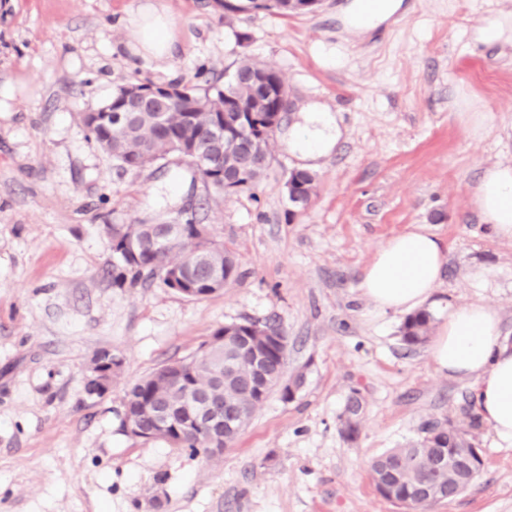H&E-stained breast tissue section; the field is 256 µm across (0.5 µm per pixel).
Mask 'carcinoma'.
Returning <instances> with one entry per match:
<instances>
[{
	"instance_id": "cac0c4a2",
	"label": "carcinoma",
	"mask_w": 512,
	"mask_h": 512,
	"mask_svg": "<svg viewBox=\"0 0 512 512\" xmlns=\"http://www.w3.org/2000/svg\"><path fill=\"white\" fill-rule=\"evenodd\" d=\"M321 0H236L224 3L229 12L250 14L259 10L275 11L279 14H301L316 11ZM267 81L275 91L288 92L282 76L272 68L258 62L243 59L232 71H224V82L209 81L195 84L170 83L168 87L179 88V100L161 112H125L120 123L93 129L95 120L89 112L81 114L80 120L89 128V133L99 147L112 155L121 173H137L147 167L163 165L178 156L183 148L194 147L205 156L208 166L217 179L212 183V192L233 195L249 190L266 174L275 144V130L270 128L275 100L264 93L261 81ZM236 104L252 111L257 123L265 129V136L248 140L240 135L235 142L216 134L217 120L224 116L228 106ZM288 202L294 207L308 204L315 190V177L305 171L291 170L285 181ZM196 212H187L181 231L164 237L166 228L160 224H142L136 230L137 254L123 249L119 238V225L109 227L112 244V279L123 285L140 280L155 279L164 287L171 284L162 278L164 274H179L177 282L182 288H207L213 275L218 274L228 285L239 275L237 256L219 242L204 246L195 241ZM433 314L421 309L406 317L400 327L402 343L413 349L429 337ZM283 340L269 346V333ZM233 335L250 338V347L239 351L224 344V349H214L209 358L199 360L191 355L183 359L192 372L195 392L208 394L225 403L241 405L254 412L263 401L249 391V381L256 370L251 359V348L265 351L266 358L281 363L288 357V336L275 320L243 321L233 323ZM236 360V366L218 373L226 360ZM107 357L94 355L85 378L84 391L95 397L99 389L101 372L111 369L105 364ZM150 401L162 409L175 411L174 418L182 420L194 405L185 396L183 389L158 380L144 384L137 380L124 391V400L135 403ZM363 412L359 392L354 390L348 397L341 419V432L348 438L358 432ZM424 436L392 448L376 457L370 465V475L376 492L384 499L404 504L415 501L418 489L426 487L440 492L439 499H453L464 492L476 475L465 467L466 460L473 455L474 445L460 428L448 424L429 422L423 428ZM176 448L187 450L192 455H207V448L200 438L192 433L182 437L166 439Z\"/></svg>"
}]
</instances>
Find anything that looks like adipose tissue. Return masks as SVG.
Returning <instances> with one entry per match:
<instances>
[{
  "label": "adipose tissue",
  "instance_id": "1",
  "mask_svg": "<svg viewBox=\"0 0 512 512\" xmlns=\"http://www.w3.org/2000/svg\"><path fill=\"white\" fill-rule=\"evenodd\" d=\"M128 22L144 54L157 59L171 56L173 25L158 0H142ZM341 136L335 114L310 104L289 130L288 145L310 168L331 154ZM474 200L488 233L512 242V165H487ZM446 257L447 247L435 233L412 228L375 248L358 289L376 313L413 311L426 304L441 284ZM429 352L438 372L471 381L479 421L512 445V346L502 337L498 311L478 303L451 307Z\"/></svg>",
  "mask_w": 512,
  "mask_h": 512
}]
</instances>
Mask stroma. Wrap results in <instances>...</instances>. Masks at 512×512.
I'll return each instance as SVG.
<instances>
[{"label":"stroma","instance_id":"obj_1","mask_svg":"<svg viewBox=\"0 0 512 512\" xmlns=\"http://www.w3.org/2000/svg\"><path fill=\"white\" fill-rule=\"evenodd\" d=\"M138 3L0 0V87L12 90L0 102V512H407L375 491L370 464L430 421L464 430L484 465L427 512H512V447L480 423L471 385L438 373L426 346L407 349L403 315L375 314L357 289L380 243L426 225L448 247L436 323L486 304L512 345V243L488 235L473 196L486 165L512 164V45L469 38L512 0H401L367 30L350 21L355 0L288 17L163 0L176 38L164 60L138 50L126 22ZM245 57L278 70L291 102L248 191L207 194L175 160L117 175L78 119L125 83H192ZM310 103L336 112L343 135L293 211L284 180L302 162L288 130ZM469 112L487 114L483 138ZM191 203L237 254L238 279L203 299L113 284L107 225L173 224ZM268 318L305 384L288 402L272 393L234 447L209 459L124 432L129 383L225 324ZM104 347L125 366L90 399ZM354 390L350 440L339 417ZM107 360V353L102 357L98 353H95L94 357L91 360L88 374L85 378L84 383V391L90 398H98V395H95V393L99 389V383L98 380H101L103 376L100 374V372L111 370L110 365H104L103 362ZM124 366V359L121 356H116L112 360V370L110 371V378H109V385L110 389L112 387V378H116L119 376L120 372L123 370ZM112 371L115 372L112 374ZM109 389V390H110ZM359 392L354 390L348 397L345 412L341 419V432L348 438H353L358 432L361 415L363 412V405Z\"/></svg>","mask_w":512,"mask_h":512}]
</instances>
